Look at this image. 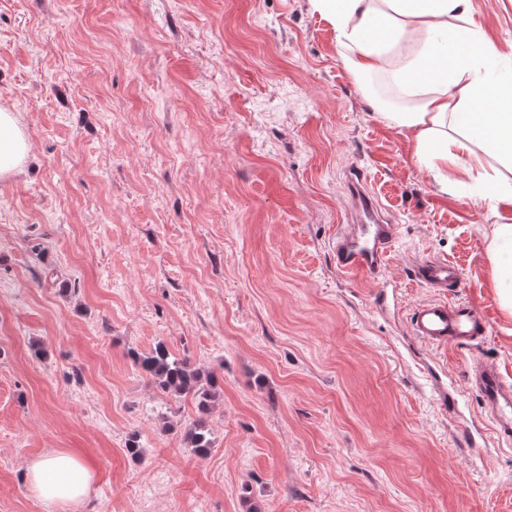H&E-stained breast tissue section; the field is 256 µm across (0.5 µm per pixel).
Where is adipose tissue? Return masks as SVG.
<instances>
[{
	"mask_svg": "<svg viewBox=\"0 0 512 512\" xmlns=\"http://www.w3.org/2000/svg\"><path fill=\"white\" fill-rule=\"evenodd\" d=\"M468 0H313L336 33L339 57L361 88L381 76L404 103L379 116L404 134L413 156L447 185L462 171L479 195L512 206V74L468 17ZM30 144L13 113L0 110V179L21 170ZM499 167H491L488 156ZM494 289L512 316V224L492 239ZM32 492L48 504H76L90 474L74 456L56 453L29 467Z\"/></svg>",
	"mask_w": 512,
	"mask_h": 512,
	"instance_id": "obj_1",
	"label": "adipose tissue"
}]
</instances>
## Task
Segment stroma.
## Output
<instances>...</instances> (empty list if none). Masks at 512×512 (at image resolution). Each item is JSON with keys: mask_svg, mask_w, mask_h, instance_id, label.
<instances>
[{"mask_svg": "<svg viewBox=\"0 0 512 512\" xmlns=\"http://www.w3.org/2000/svg\"><path fill=\"white\" fill-rule=\"evenodd\" d=\"M470 2L511 66L512 0ZM0 109L31 143L0 181V512H512L467 388L475 359L512 382L505 206L415 163L312 0H0ZM353 165L398 226L375 277L331 250ZM426 259L460 267L482 341L413 336ZM160 343L220 378L208 414L137 365ZM59 452L91 480L50 507L27 470ZM494 289L503 312L512 317V224H496L492 239ZM208 430L205 429L203 423H196L189 427L185 434V441L188 447L192 448L197 455H206L210 450V439L208 438Z\"/></svg>", "mask_w": 512, "mask_h": 512, "instance_id": "35a3bbf8", "label": "stroma"}]
</instances>
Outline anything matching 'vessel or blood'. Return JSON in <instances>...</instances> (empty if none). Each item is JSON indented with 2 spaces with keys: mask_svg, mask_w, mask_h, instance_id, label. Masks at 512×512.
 <instances>
[{
  "mask_svg": "<svg viewBox=\"0 0 512 512\" xmlns=\"http://www.w3.org/2000/svg\"><path fill=\"white\" fill-rule=\"evenodd\" d=\"M352 223L336 227L332 253L337 269L351 277L379 275L397 237L396 225L387 223L374 197L367 192L368 178L362 168L350 170ZM417 279L431 288L456 289L462 285L459 266L432 259L421 262ZM411 330L420 341L435 347L467 345L482 340L488 323L470 302L438 297L418 304L411 316ZM469 388L481 395L489 426L500 437H512V383L482 361L471 365Z\"/></svg>",
  "mask_w": 512,
  "mask_h": 512,
  "instance_id": "1",
  "label": "vessel or blood"
}]
</instances>
